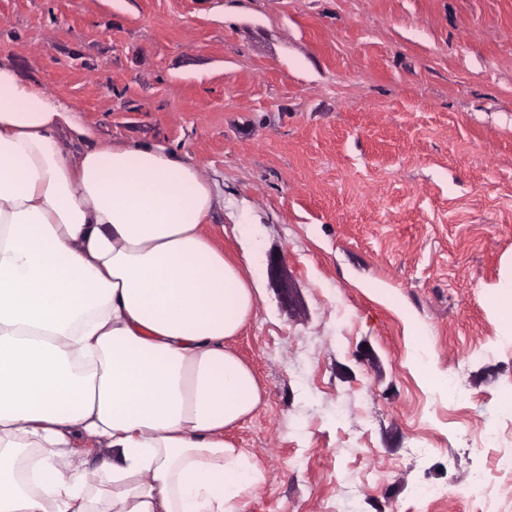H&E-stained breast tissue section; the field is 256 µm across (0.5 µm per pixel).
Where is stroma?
<instances>
[{
    "mask_svg": "<svg viewBox=\"0 0 512 512\" xmlns=\"http://www.w3.org/2000/svg\"><path fill=\"white\" fill-rule=\"evenodd\" d=\"M0 63L102 143L189 156L218 187L214 245L254 244L241 273L260 293L228 341L262 395L225 433L263 474L243 512H477L478 468L512 512V422L477 446L512 389L495 302L512 277V0H0ZM416 327L468 402L416 375Z\"/></svg>",
    "mask_w": 512,
    "mask_h": 512,
    "instance_id": "obj_1",
    "label": "stroma"
}]
</instances>
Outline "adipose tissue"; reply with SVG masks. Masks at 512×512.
<instances>
[{
  "label": "adipose tissue",
  "mask_w": 512,
  "mask_h": 512,
  "mask_svg": "<svg viewBox=\"0 0 512 512\" xmlns=\"http://www.w3.org/2000/svg\"><path fill=\"white\" fill-rule=\"evenodd\" d=\"M216 202L191 161L98 144L0 64V512H242L263 476L224 433L261 390L226 341L257 288L204 232ZM79 438L111 461L76 460ZM21 448L44 459L25 478Z\"/></svg>",
  "instance_id": "1"
}]
</instances>
